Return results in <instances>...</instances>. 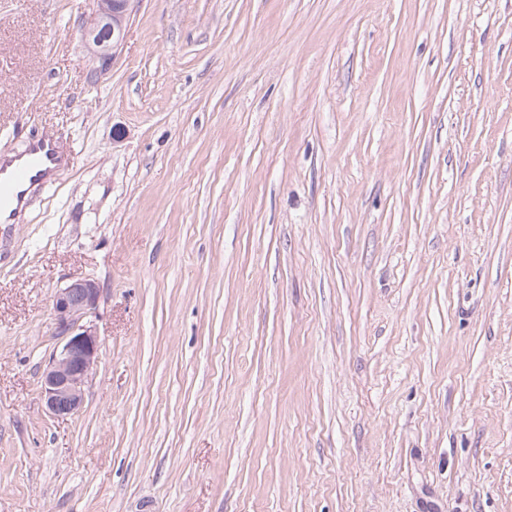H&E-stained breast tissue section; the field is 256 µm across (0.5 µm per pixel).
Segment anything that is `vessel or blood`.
Masks as SVG:
<instances>
[{"instance_id":"obj_1","label":"vessel or blood","mask_w":512,"mask_h":512,"mask_svg":"<svg viewBox=\"0 0 512 512\" xmlns=\"http://www.w3.org/2000/svg\"><path fill=\"white\" fill-rule=\"evenodd\" d=\"M61 162L54 139L36 135L26 148L11 159L0 158V224L17 223L26 209L32 186H50L51 178Z\"/></svg>"}]
</instances>
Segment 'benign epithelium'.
<instances>
[{"label":"benign epithelium","mask_w":512,"mask_h":512,"mask_svg":"<svg viewBox=\"0 0 512 512\" xmlns=\"http://www.w3.org/2000/svg\"><path fill=\"white\" fill-rule=\"evenodd\" d=\"M96 9L81 30V38L95 57L107 63L124 39L135 0H94ZM101 288L92 279L75 280L53 295L56 335L62 344L42 373V397L49 413L67 417L84 402V387L101 348L90 317L96 313Z\"/></svg>","instance_id":"obj_1"}]
</instances>
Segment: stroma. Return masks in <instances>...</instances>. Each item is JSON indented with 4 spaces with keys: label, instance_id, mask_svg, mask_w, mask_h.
I'll return each instance as SVG.
<instances>
[{
    "label": "stroma",
    "instance_id": "35a3bbf8",
    "mask_svg": "<svg viewBox=\"0 0 512 512\" xmlns=\"http://www.w3.org/2000/svg\"><path fill=\"white\" fill-rule=\"evenodd\" d=\"M0 0V512H512V0ZM99 361L53 417L52 295ZM96 9L81 38L103 65L114 60L124 39L135 0H94ZM3 158L1 155L0 228L19 224L29 201V189L35 184L51 186L52 175L61 162L56 142L48 135L31 137L21 153L8 161ZM101 289L92 279L75 280L53 295L57 336L63 341L42 373V397L49 413L67 417L84 402V387L97 363L99 335L88 320L96 313Z\"/></svg>",
    "mask_w": 512,
    "mask_h": 512
}]
</instances>
